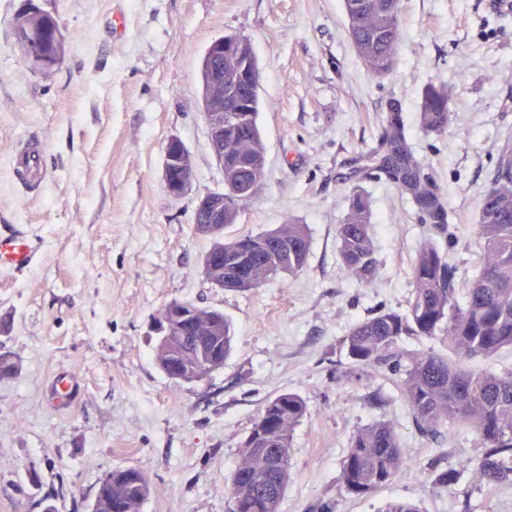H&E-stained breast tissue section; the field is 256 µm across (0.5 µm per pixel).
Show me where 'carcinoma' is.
Wrapping results in <instances>:
<instances>
[{"label": "carcinoma", "instance_id": "cac0c4a2", "mask_svg": "<svg viewBox=\"0 0 512 512\" xmlns=\"http://www.w3.org/2000/svg\"><path fill=\"white\" fill-rule=\"evenodd\" d=\"M352 44L371 76L384 78L397 65L400 48V0H343ZM49 35L51 15L25 17ZM259 80L256 58L242 38L224 40V99L214 109L230 107L234 118L224 120V224L235 221L239 206L262 189L265 153L258 125ZM450 90L429 84L423 92L422 126L446 130L457 122L449 108ZM358 173L381 176L410 196L422 220L442 234L448 230V206L434 180L423 172L408 144L403 114L389 106L380 136V149L362 157ZM372 213L367 198L353 192L342 224L338 225L340 256L353 280L369 285L379 263L372 238ZM476 234L482 242L478 273L462 282L447 254L426 243L413 266V292L406 312L382 311L358 322L344 339L352 368H386L399 376V388L409 403L417 427L428 435L466 426L485 448L477 460H459L440 473L442 487L468 473L483 488L512 485V372L497 375L469 368L465 361L512 349V150L500 157L486 188ZM310 248L303 224H283L270 232L214 240L203 258L208 278L226 288H258L270 278L304 266ZM173 336L156 344L155 360L171 371L185 359L178 351L184 340L193 357L212 372L224 364L232 349L233 328L218 312H206L172 326ZM443 341L457 361L435 351L404 352L399 342L409 336ZM307 411L304 399L282 392L270 399L245 441L241 460L229 476L231 512H279L291 480L289 462L293 429ZM406 465L398 434L389 423L358 429L342 463L341 481L355 496L388 484ZM150 496L145 473L118 467L100 482L91 512H142Z\"/></svg>", "mask_w": 512, "mask_h": 512}]
</instances>
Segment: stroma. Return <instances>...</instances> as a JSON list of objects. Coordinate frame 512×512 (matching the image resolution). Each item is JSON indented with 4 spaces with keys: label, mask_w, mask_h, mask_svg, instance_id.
<instances>
[{
    "label": "stroma",
    "mask_w": 512,
    "mask_h": 512,
    "mask_svg": "<svg viewBox=\"0 0 512 512\" xmlns=\"http://www.w3.org/2000/svg\"><path fill=\"white\" fill-rule=\"evenodd\" d=\"M66 38L41 68L21 50L22 0H0V232L36 244L27 269L0 268V334L17 365L0 378V512H89L104 475L136 467L151 494L142 512H229L227 477L265 403L288 391L307 412L293 431L292 478L279 512H382L406 500L420 512H512V487L487 492L469 474L442 488L449 461L478 458L479 437L422 434L389 370L348 369L342 342L358 322L406 310L412 268L435 241L474 275L480 200L512 148V12L486 0H401L398 65L377 79L357 57L342 0H37ZM252 45L260 73L264 186L227 238L305 225L311 246L296 274L251 290L207 279L213 236L194 213L223 190L210 146L200 63L216 39ZM453 89L456 126L422 128L428 84ZM401 105L410 147L443 192L448 231L432 233L409 198L383 179H358L389 102ZM42 144L49 178L16 180L22 139ZM187 148L191 182L163 183L169 139ZM371 203L379 271L350 279L337 227L352 192ZM186 300L224 313L233 348L192 382L155 361L152 327ZM391 423L409 461L386 486L348 494L343 459L357 429ZM39 484H32L31 474Z\"/></svg>",
    "instance_id": "1"
}]
</instances>
